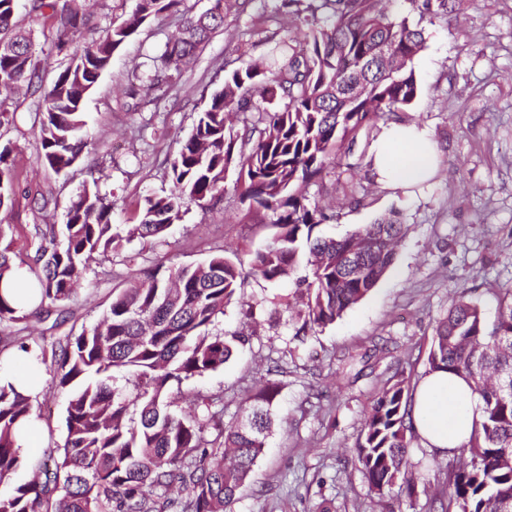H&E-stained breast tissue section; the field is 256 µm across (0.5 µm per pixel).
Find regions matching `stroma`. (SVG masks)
Returning a JSON list of instances; mask_svg holds the SVG:
<instances>
[{
	"instance_id": "1",
	"label": "stroma",
	"mask_w": 512,
	"mask_h": 512,
	"mask_svg": "<svg viewBox=\"0 0 512 512\" xmlns=\"http://www.w3.org/2000/svg\"><path fill=\"white\" fill-rule=\"evenodd\" d=\"M277 0H225L223 31L182 66L183 86L164 97L130 96L134 76H147L164 45L178 34L177 17L161 16L123 44L84 101L89 144L68 175L53 173L37 158L42 149L34 126L37 99L28 90L14 97L15 125L0 128V145L12 143L14 167L25 193L0 210L11 227L14 262L34 254L35 225H62L85 182L100 175L99 187L112 202V221L133 224L147 196L169 190L167 160L193 131L195 119L227 72L267 65L277 45L294 36L297 23L278 19ZM269 21L249 33L252 16ZM424 47L413 67L416 99L400 112L426 125L436 144L439 172L407 194L382 188L367 164L338 154L315 182L304 188L310 206L325 209L330 232L342 235L377 217L400 212L409 230L396 249L392 269L372 292L336 322L294 341L301 307L295 277L270 283L248 277L242 300L224 310L216 333L243 335L223 367L171 388L174 410L189 412L197 397L220 394L224 416L238 415L247 397L277 370L280 394L276 421L235 512H429L440 491L447 461L413 441L414 495L394 490L390 499L372 495L353 464L354 446L374 397L395 371L419 381L435 328L460 297L495 309V292L512 290V0H456L452 13L423 20ZM42 60V84L50 86L67 64L52 47L50 19L31 25ZM235 173L224 179V198L212 209L189 205L165 242L125 239L114 256H97L82 272L77 293L65 306L0 330V371H17V338L34 349H51L70 333L96 324L125 287L130 274L156 264H196L216 250H233L243 264L271 238L268 224H245L235 190ZM48 198L40 208L38 198ZM54 357L37 371L34 410L39 414V448L26 454L15 480L27 481L32 463L60 444L65 434L67 395L53 381Z\"/></svg>"
}]
</instances>
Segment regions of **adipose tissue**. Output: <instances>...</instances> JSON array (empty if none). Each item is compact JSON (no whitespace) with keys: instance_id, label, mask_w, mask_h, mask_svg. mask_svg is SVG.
Returning a JSON list of instances; mask_svg holds the SVG:
<instances>
[{"instance_id":"obj_1","label":"adipose tissue","mask_w":512,"mask_h":512,"mask_svg":"<svg viewBox=\"0 0 512 512\" xmlns=\"http://www.w3.org/2000/svg\"><path fill=\"white\" fill-rule=\"evenodd\" d=\"M368 161L378 184L402 190L424 184L438 168L429 130L396 121L386 124L373 141ZM481 407L480 396L465 378L434 371L422 378L413 395V427L424 447L443 454L468 441Z\"/></svg>"}]
</instances>
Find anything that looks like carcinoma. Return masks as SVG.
I'll list each match as a JSON object with an SVG mask.
<instances>
[{"mask_svg": "<svg viewBox=\"0 0 512 512\" xmlns=\"http://www.w3.org/2000/svg\"><path fill=\"white\" fill-rule=\"evenodd\" d=\"M15 0H0V95L21 85L43 92L38 113L39 163L68 172L88 146L83 101L112 61V54L146 22L160 15L181 18V36L165 45L148 89L181 81L180 64L224 29V0L193 15L184 0H136L131 17L89 38L90 16L74 0H29L28 14L49 15L54 47L69 64L42 90L32 31L13 23ZM420 16L453 8L449 0H408ZM278 11L304 26L282 49L275 70L256 65L224 77L198 113L190 137L169 161L171 187L144 199L128 236L160 242L182 218L185 203L207 209L224 194L225 175L237 172L245 218L275 228L249 270L220 250L197 265L165 274L135 276L112 292V302L90 329L65 337L54 380L67 390L63 444L50 449L44 470L13 483L25 465L16 432L38 421L33 396L0 383V512H233V505L262 454L273 424L280 384L267 380L245 402L248 425L223 421L220 396L199 399L200 413L185 416L167 400L173 385L215 371L232 357L238 336L211 333L248 276L281 280L300 265L309 268L302 324L293 339L307 337L362 301L394 263L395 246L407 230L392 213L340 238L320 227L329 216L304 203L300 188L321 175L347 141L411 104L418 93L414 58L424 32L395 16L386 0H280ZM0 147V210L21 188ZM99 179L71 203L61 230L36 229L40 238L27 273L38 297L35 309L50 312L69 302L80 271L97 255L115 250L122 236L112 224V201ZM25 317L0 294V326ZM428 370H445L473 384L482 399L480 419L465 447L470 462L452 467L439 492L441 512H512V291L497 296V315L460 298L437 325ZM411 379L397 371L373 401L356 440L355 461L378 498L397 486L415 490L410 445ZM214 429L208 440L205 434ZM187 491L172 497L173 488Z\"/></svg>", "mask_w": 512, "mask_h": 512, "instance_id": "obj_1", "label": "carcinoma"}]
</instances>
